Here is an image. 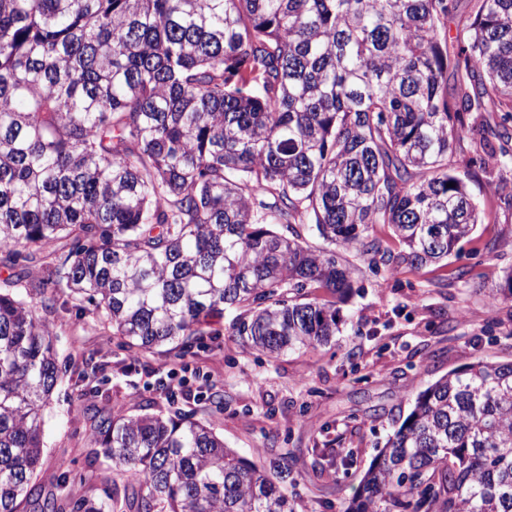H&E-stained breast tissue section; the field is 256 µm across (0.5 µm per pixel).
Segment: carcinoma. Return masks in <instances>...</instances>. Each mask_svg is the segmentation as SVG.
Returning a JSON list of instances; mask_svg holds the SVG:
<instances>
[{
	"label": "carcinoma",
	"mask_w": 512,
	"mask_h": 512,
	"mask_svg": "<svg viewBox=\"0 0 512 512\" xmlns=\"http://www.w3.org/2000/svg\"><path fill=\"white\" fill-rule=\"evenodd\" d=\"M455 8L0 0V512H294L185 414L106 409L90 428L132 496L77 492L65 461L42 493V410L63 374L48 315L63 291L137 353L187 350L234 309L276 358L339 332L336 303L305 300L352 288L339 252L447 259L482 221L465 179L512 161V0H482L450 40ZM464 140L487 156L460 173ZM344 512H512V362L419 392Z\"/></svg>",
	"instance_id": "cac0c4a2"
}]
</instances>
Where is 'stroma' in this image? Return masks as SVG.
<instances>
[{"instance_id":"obj_1","label":"stroma","mask_w":512,"mask_h":512,"mask_svg":"<svg viewBox=\"0 0 512 512\" xmlns=\"http://www.w3.org/2000/svg\"><path fill=\"white\" fill-rule=\"evenodd\" d=\"M467 186L485 218L447 261L393 267L348 254L354 286L337 303L340 332L315 350L267 358L235 335L228 311L218 335L188 352L163 346L133 362L100 333L83 331L74 308L51 314L69 371L44 411L42 488L50 489L63 459L86 484L100 486L109 462L87 440L86 427L93 411L109 407L190 414L250 460L289 457L284 486L295 512H344L420 391L480 357L512 361V297L503 278L512 269V204L504 202L512 166L479 173ZM85 357L107 366L93 392L78 380ZM178 363L191 367L194 395L173 400L155 381Z\"/></svg>"}]
</instances>
